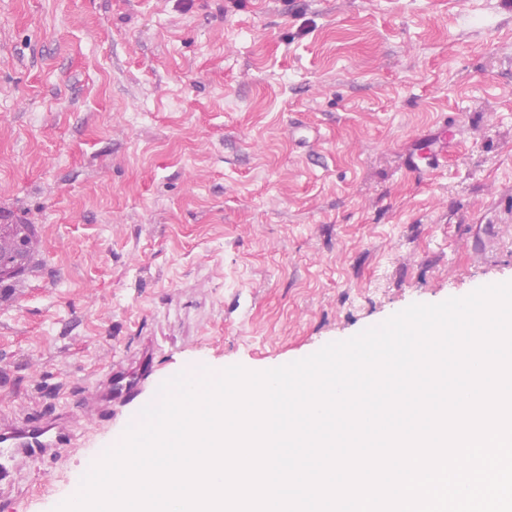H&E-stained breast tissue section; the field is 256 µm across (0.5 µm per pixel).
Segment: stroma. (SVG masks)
I'll list each match as a JSON object with an SVG mask.
<instances>
[{"label": "stroma", "instance_id": "1", "mask_svg": "<svg viewBox=\"0 0 512 512\" xmlns=\"http://www.w3.org/2000/svg\"><path fill=\"white\" fill-rule=\"evenodd\" d=\"M1 224L37 265L0 283V419L69 408L79 445L0 512H53L156 379L512 281V0H0ZM120 361L152 376L97 417Z\"/></svg>", "mask_w": 512, "mask_h": 512}]
</instances>
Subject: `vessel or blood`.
<instances>
[{
	"label": "vessel or blood",
	"instance_id": "vessel-or-blood-1",
	"mask_svg": "<svg viewBox=\"0 0 512 512\" xmlns=\"http://www.w3.org/2000/svg\"><path fill=\"white\" fill-rule=\"evenodd\" d=\"M138 384L125 382L121 366L113 368V406L133 401ZM76 434L69 412L52 418H25L0 423V481L10 478L17 459L52 460L56 451L74 444Z\"/></svg>",
	"mask_w": 512,
	"mask_h": 512
}]
</instances>
